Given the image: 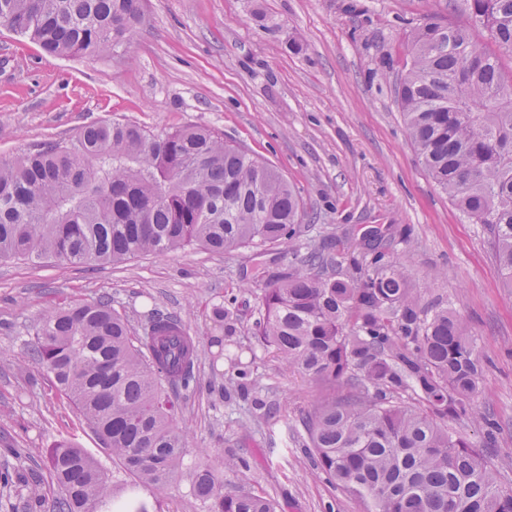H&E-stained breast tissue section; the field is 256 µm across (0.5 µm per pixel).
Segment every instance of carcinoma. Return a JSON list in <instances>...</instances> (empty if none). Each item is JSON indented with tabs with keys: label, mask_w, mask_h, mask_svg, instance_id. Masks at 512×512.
<instances>
[{
	"label": "carcinoma",
	"mask_w": 512,
	"mask_h": 512,
	"mask_svg": "<svg viewBox=\"0 0 512 512\" xmlns=\"http://www.w3.org/2000/svg\"><path fill=\"white\" fill-rule=\"evenodd\" d=\"M489 36L432 16L411 33L397 86L420 163L456 209L486 227L497 271L512 288V0H455ZM143 0H0V22L60 57L102 56L132 37ZM303 207L272 166L185 126L155 134L107 120L22 158L0 157V260L117 264L198 245L216 253L299 238ZM408 272L380 245L269 281L255 327L287 369L345 389L303 419L317 463L367 512H512L475 445L448 419L476 413L482 375L474 333L457 313L423 308ZM30 359L73 401L112 456L143 486L162 489L189 433L168 390L197 383L196 338L155 311L132 328L101 298L54 306L32 328ZM411 393L418 406L400 398ZM55 512H119L97 460L61 441L49 452ZM205 512H277L251 492L223 494L197 471Z\"/></svg>",
	"instance_id": "obj_1"
}]
</instances>
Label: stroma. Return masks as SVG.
I'll return each instance as SVG.
<instances>
[{
    "instance_id": "obj_1",
    "label": "stroma",
    "mask_w": 512,
    "mask_h": 512,
    "mask_svg": "<svg viewBox=\"0 0 512 512\" xmlns=\"http://www.w3.org/2000/svg\"><path fill=\"white\" fill-rule=\"evenodd\" d=\"M449 0H144L130 44L102 57L47 55L0 22V156L15 158L99 120L160 133L194 124L263 159L299 192L298 241L263 251L199 246L115 265L0 262V512H53L58 487L47 451L87 449L127 512H203L199 469L221 490L274 497L280 512H366L315 463L299 418L333 393L286 370L253 327L264 284L302 267L308 251L359 249L380 231L387 260L404 267L426 307L447 306L475 332L485 365L477 417L449 428L484 448L512 487V290L497 273L483 225L469 223L423 169L395 86L424 15L470 25ZM102 297L140 325L151 309L180 316L199 338L197 390L179 394L189 448L167 486L137 487L77 407L28 354L29 329L57 303ZM222 303L233 333L212 321ZM251 366L246 390L222 349ZM495 444L484 447L486 434ZM27 449L14 458L11 448ZM238 461L236 470L225 461Z\"/></svg>"
}]
</instances>
